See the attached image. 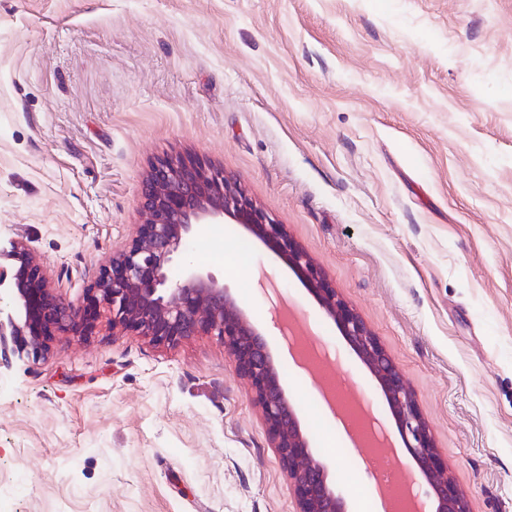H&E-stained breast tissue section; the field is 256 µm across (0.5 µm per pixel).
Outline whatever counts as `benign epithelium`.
<instances>
[{
	"label": "benign epithelium",
	"instance_id": "1",
	"mask_svg": "<svg viewBox=\"0 0 512 512\" xmlns=\"http://www.w3.org/2000/svg\"><path fill=\"white\" fill-rule=\"evenodd\" d=\"M147 218L112 253L87 303L75 305L56 292L52 276L23 240L0 250L13 273L0 266V357L9 346L35 358L48 354L58 333L90 330L101 314L112 334L131 331L156 345L174 347L196 336H215L250 382L255 404L277 448L295 496L297 512H346L327 483L281 384L265 338L232 296L224 281L209 271L185 268L172 279L169 270L202 224L228 219L257 238L301 279L308 292L336 323L380 385L405 447L428 486L434 512H469L419 411L413 391L361 318L330 287L285 225L256 205L224 169L191 156L165 157L152 164L142 190Z\"/></svg>",
	"mask_w": 512,
	"mask_h": 512
}]
</instances>
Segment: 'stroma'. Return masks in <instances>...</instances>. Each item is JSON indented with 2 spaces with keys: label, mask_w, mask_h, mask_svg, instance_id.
<instances>
[{
  "label": "stroma",
  "mask_w": 512,
  "mask_h": 512,
  "mask_svg": "<svg viewBox=\"0 0 512 512\" xmlns=\"http://www.w3.org/2000/svg\"><path fill=\"white\" fill-rule=\"evenodd\" d=\"M176 155L286 225L400 369L470 512H512V0H0L1 249L24 240L82 304ZM187 266L264 335L347 512L381 497L374 456L338 438L304 345L423 497L379 384L289 267L236 224L197 230L171 277ZM296 510L216 337L157 347L102 316L0 363V512Z\"/></svg>",
  "instance_id": "stroma-1"
}]
</instances>
